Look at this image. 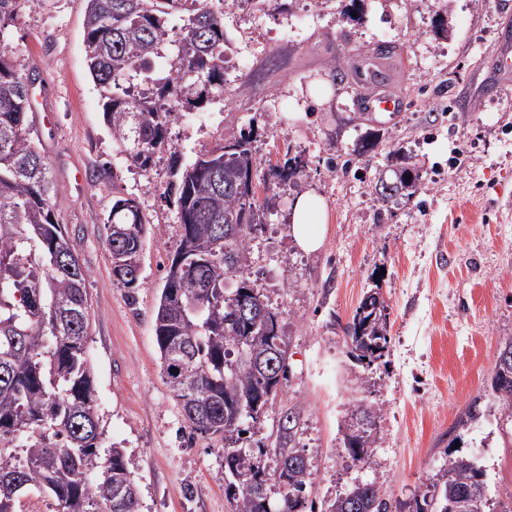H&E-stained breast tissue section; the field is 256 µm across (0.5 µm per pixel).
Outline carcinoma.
I'll list each match as a JSON object with an SVG mask.
<instances>
[{
	"label": "carcinoma",
	"instance_id": "obj_1",
	"mask_svg": "<svg viewBox=\"0 0 512 512\" xmlns=\"http://www.w3.org/2000/svg\"><path fill=\"white\" fill-rule=\"evenodd\" d=\"M0 0V512H18L31 488L55 499L58 512H138L136 481L122 449L102 445L95 410L94 377L87 358L89 301L87 271L71 249L64 225L56 219V187L30 133L31 97L27 76L20 73L5 19L21 3ZM84 51L92 81L106 99L104 119L127 158L147 170L154 154L169 146V126L198 111L224 92V10L208 0H86ZM184 13L180 31L168 17ZM166 60L156 70L151 60ZM252 131L224 139L213 150L182 160L171 152L172 181L163 192L176 206L181 234L171 259L155 313L154 331L163 377L170 376V356L179 351L182 375L190 382L175 395L187 428L194 435H224V469L247 467L253 476L273 478L295 453L300 414L289 408L279 426L274 467L267 469L244 444L246 429L234 423L235 398L243 404L276 398L287 372L288 342L280 325H271L278 340V373L266 374L242 361V351L261 356L267 338L237 320L236 307L269 308L266 295L250 279L246 248L262 229L269 198L259 199L240 187L259 178ZM304 168L288 158L264 177L271 191L293 180ZM413 164L394 170L376 191L382 200L408 199L416 192ZM110 223L124 229L107 235L110 255H121L112 273L127 288L140 281L144 217L140 203L119 198ZM241 232L222 240L224 225ZM192 249L182 252L184 239ZM178 280H173L176 264ZM238 281L224 288V272ZM388 305L375 312L360 303L343 328L351 357L368 368L388 351ZM490 395L512 421V369H494ZM379 413L362 403L351 411L344 446L350 458L372 463ZM309 469L294 471L278 501L235 491L230 481L232 512H303ZM348 492L371 507L388 512L378 486L366 482ZM461 498L467 512H491L486 473L473 458H457L423 495L415 512H442L447 498Z\"/></svg>",
	"mask_w": 512,
	"mask_h": 512
}]
</instances>
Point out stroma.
I'll return each mask as SVG.
<instances>
[{"instance_id": "stroma-1", "label": "stroma", "mask_w": 512, "mask_h": 512, "mask_svg": "<svg viewBox=\"0 0 512 512\" xmlns=\"http://www.w3.org/2000/svg\"><path fill=\"white\" fill-rule=\"evenodd\" d=\"M249 0L225 11L230 67L224 93L204 120L186 116L170 149L141 170L102 116L84 52L86 0L21 4L8 32L16 62L36 78L33 137L57 186L59 223L88 273L87 355L105 445L123 448L140 512H231L223 436H190L165 383L154 333L164 277L180 239L176 208L162 192L171 153L212 150L253 127L261 169L299 155L307 167L269 202L254 268L287 337L288 367L277 397L249 423L251 447L272 446L288 407L301 414L297 447L322 505L355 482L372 481L391 512H413L449 460L476 459L496 512H512V435L488 386L512 338V88L490 94L480 68L512 0ZM448 21L437 35L435 14ZM383 45L399 49L391 88L405 102L392 121L370 122L354 94L330 77L331 63L356 64ZM375 152H359L367 129ZM464 151L470 164L454 162ZM411 157L421 179L406 203L382 202L378 179L394 154ZM324 203L325 239L313 253L290 234L302 194ZM131 196L147 222L138 287L112 275L105 225L115 199ZM381 288L389 306L390 354L354 363L343 328L364 294ZM375 407L373 462L351 461L343 436L356 401ZM476 419L464 423L468 409Z\"/></svg>"}]
</instances>
